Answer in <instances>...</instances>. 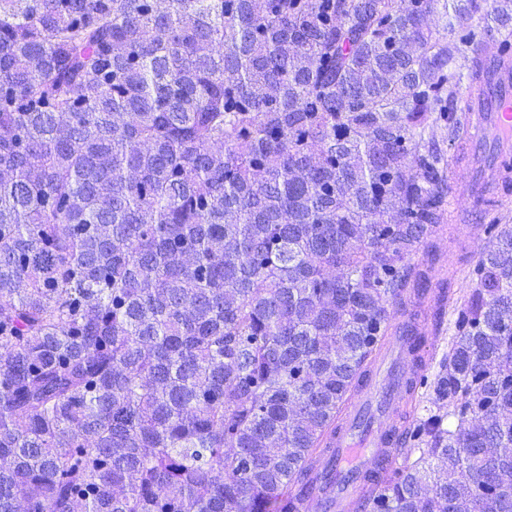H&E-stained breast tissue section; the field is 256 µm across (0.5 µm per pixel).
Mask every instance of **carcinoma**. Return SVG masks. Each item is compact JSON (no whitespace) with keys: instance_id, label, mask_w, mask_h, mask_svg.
Wrapping results in <instances>:
<instances>
[{"instance_id":"carcinoma-1","label":"carcinoma","mask_w":512,"mask_h":512,"mask_svg":"<svg viewBox=\"0 0 512 512\" xmlns=\"http://www.w3.org/2000/svg\"><path fill=\"white\" fill-rule=\"evenodd\" d=\"M477 8L0 0V512H294L449 224ZM470 277L361 512H512L508 225Z\"/></svg>"}]
</instances>
